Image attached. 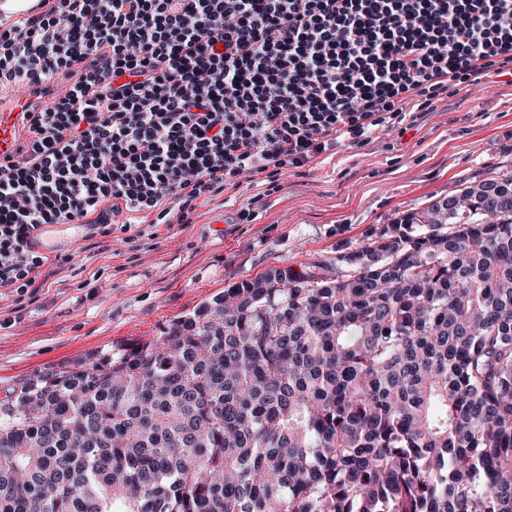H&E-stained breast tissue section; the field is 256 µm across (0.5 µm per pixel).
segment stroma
Here are the masks:
<instances>
[{
	"mask_svg": "<svg viewBox=\"0 0 512 512\" xmlns=\"http://www.w3.org/2000/svg\"><path fill=\"white\" fill-rule=\"evenodd\" d=\"M512 177V61L494 57L479 81L434 80L390 98L363 143L341 141L301 168L227 179L170 214L112 231L66 236L68 255L39 288L0 297V410L51 371L126 353L192 315L225 288L276 267L301 269L464 186Z\"/></svg>",
	"mask_w": 512,
	"mask_h": 512,
	"instance_id": "1",
	"label": "stroma"
}]
</instances>
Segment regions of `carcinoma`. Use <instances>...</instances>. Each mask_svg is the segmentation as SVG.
I'll use <instances>...</instances> for the list:
<instances>
[{
    "label": "carcinoma",
    "mask_w": 512,
    "mask_h": 512,
    "mask_svg": "<svg viewBox=\"0 0 512 512\" xmlns=\"http://www.w3.org/2000/svg\"><path fill=\"white\" fill-rule=\"evenodd\" d=\"M0 512H512V178L42 376Z\"/></svg>",
    "instance_id": "carcinoma-1"
}]
</instances>
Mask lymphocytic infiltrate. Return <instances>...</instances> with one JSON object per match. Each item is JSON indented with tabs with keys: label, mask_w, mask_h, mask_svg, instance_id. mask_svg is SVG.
Returning a JSON list of instances; mask_svg holds the SVG:
<instances>
[{
	"label": "lymphocytic infiltrate",
	"mask_w": 512,
	"mask_h": 512,
	"mask_svg": "<svg viewBox=\"0 0 512 512\" xmlns=\"http://www.w3.org/2000/svg\"><path fill=\"white\" fill-rule=\"evenodd\" d=\"M511 52L512 0H52L0 26L1 85L70 80L0 162V288L35 286L42 225L165 218Z\"/></svg>",
	"instance_id": "1"
}]
</instances>
